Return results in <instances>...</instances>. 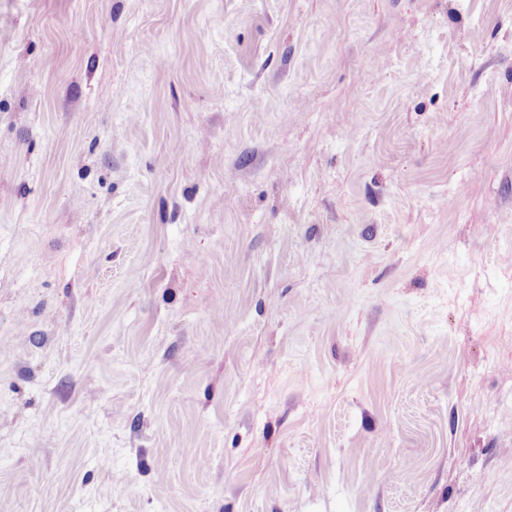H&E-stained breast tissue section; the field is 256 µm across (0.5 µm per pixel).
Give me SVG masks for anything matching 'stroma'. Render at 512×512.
<instances>
[{
    "label": "stroma",
    "instance_id": "stroma-1",
    "mask_svg": "<svg viewBox=\"0 0 512 512\" xmlns=\"http://www.w3.org/2000/svg\"><path fill=\"white\" fill-rule=\"evenodd\" d=\"M0 512H512V0H0Z\"/></svg>",
    "mask_w": 512,
    "mask_h": 512
}]
</instances>
